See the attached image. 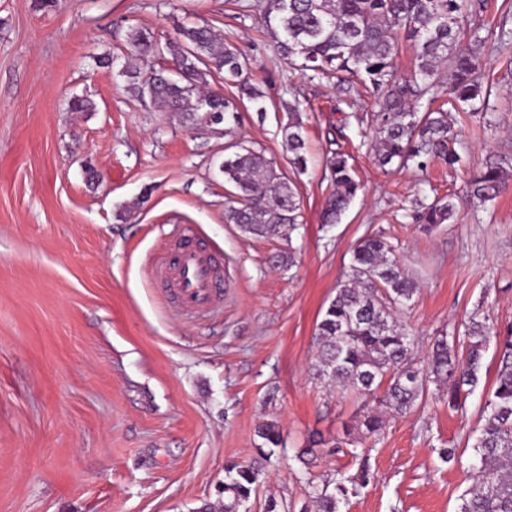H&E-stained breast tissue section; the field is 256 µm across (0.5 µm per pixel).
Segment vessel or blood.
<instances>
[{"label":"vessel or blood","mask_w":512,"mask_h":512,"mask_svg":"<svg viewBox=\"0 0 512 512\" xmlns=\"http://www.w3.org/2000/svg\"><path fill=\"white\" fill-rule=\"evenodd\" d=\"M164 278L173 288L180 309L193 313L209 311L221 303L227 286L215 259L190 235L165 268Z\"/></svg>","instance_id":"1"}]
</instances>
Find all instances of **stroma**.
<instances>
[{"instance_id": "stroma-1", "label": "stroma", "mask_w": 512, "mask_h": 512, "mask_svg": "<svg viewBox=\"0 0 512 512\" xmlns=\"http://www.w3.org/2000/svg\"><path fill=\"white\" fill-rule=\"evenodd\" d=\"M258 0H0V512H198L215 503L227 463L259 458L257 428L277 422L276 453L252 499L303 505L312 486L367 472L341 512H456L471 486L469 433L498 372L488 346L462 409L437 386L380 440L358 421L373 398L317 379V322L349 272L352 249L381 233L418 290L399 316L425 359L472 314L512 328V181L483 204L467 182L512 158V71L483 53L496 88L494 125L451 113L465 161L449 170L380 168L354 154L363 189L340 223L321 219L342 102L356 89L308 83L261 36ZM205 20L249 59L266 112L242 113L240 136L282 171L283 101L305 109L308 169L301 222L275 237L224 221V136L142 104L118 67L129 28L174 38L175 21ZM81 97L92 107L72 111ZM452 195L454 223L434 232L397 223L421 183ZM191 229L224 262V306L197 319L159 288L154 261ZM277 254L292 267L273 266ZM316 442L301 468L290 454ZM452 448L455 460L442 451Z\"/></svg>"}]
</instances>
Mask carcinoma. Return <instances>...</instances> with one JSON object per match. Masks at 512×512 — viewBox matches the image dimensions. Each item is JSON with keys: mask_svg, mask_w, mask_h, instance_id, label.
<instances>
[{"mask_svg": "<svg viewBox=\"0 0 512 512\" xmlns=\"http://www.w3.org/2000/svg\"><path fill=\"white\" fill-rule=\"evenodd\" d=\"M484 0H265L263 34L272 38L279 54L312 83L349 84L361 81L373 99L369 112L343 116L355 120L359 145L374 152L378 164L425 169L439 163L453 169L461 161V142L448 120L451 111L479 113L488 109L493 85L484 83L480 51L488 37L482 19ZM177 37L165 42L154 33L134 27L127 34L125 63L120 69L132 97L164 112H185L202 123L205 112L224 113V183L231 187L224 202V219L259 237L274 236L300 223L301 207L293 182L277 171L264 149L248 146L237 136L241 124L238 103L248 100L255 112H266L264 95L251 81L248 59L224 41L208 24H182ZM468 42L469 48H460ZM413 49V66L406 77L397 75L402 44ZM493 49L501 58L512 53V9L501 13ZM170 55L173 65L149 70L151 60ZM221 75L237 90L227 97L206 90L208 78ZM452 85H447V80ZM286 122L283 143L291 154L292 171L308 167L304 121L297 100L283 103ZM353 156L339 146L325 159L328 171L323 223H338L362 185L351 163ZM512 167L505 159L487 163L469 182L470 195L494 201ZM449 196L423 197L404 218L431 232L455 219ZM417 283L402 269L394 248L383 236L362 237L352 251L348 280L336 290L316 327L318 352L314 366L330 385L367 396L384 389L380 406L405 413L423 399L427 383L448 385V407L462 406L479 384L483 353L490 338L501 353L494 387L481 410L483 424L472 448L478 460L473 484L461 497L457 512H512V330L492 331L473 314L465 325L466 350L442 336L433 345L428 365L413 359L414 340L396 317L409 302ZM367 438H379L385 420L377 412L363 416ZM259 448L267 456L283 446L275 422L259 426ZM262 471L229 463L220 494L222 512H251ZM314 487L317 512H339L348 495L346 483Z\"/></svg>", "mask_w": 512, "mask_h": 512, "instance_id": "obj_1", "label": "carcinoma"}]
</instances>
